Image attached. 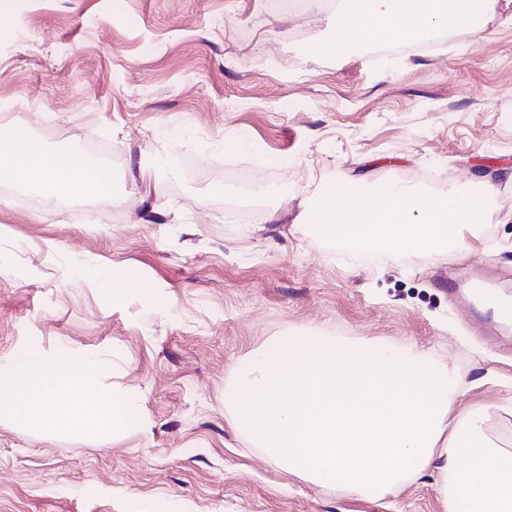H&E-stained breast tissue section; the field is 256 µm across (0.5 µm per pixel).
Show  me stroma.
Here are the masks:
<instances>
[{"label": "stroma", "mask_w": 512, "mask_h": 512, "mask_svg": "<svg viewBox=\"0 0 512 512\" xmlns=\"http://www.w3.org/2000/svg\"><path fill=\"white\" fill-rule=\"evenodd\" d=\"M313 0H0V134L108 170L105 200L45 204L0 171V363L99 351L142 394L109 441L0 423V512H440L430 476L350 498L269 460L224 388L290 333L412 343L455 373L460 406L512 400V326L476 308L512 296V222L464 259L354 253L296 215L331 184L445 186L512 212V0L440 48L384 39L317 52ZM178 173L157 171L158 159ZM274 182L234 202L225 181ZM133 290L116 297L111 283Z\"/></svg>", "instance_id": "stroma-1"}]
</instances>
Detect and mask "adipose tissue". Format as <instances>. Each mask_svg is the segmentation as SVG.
I'll return each mask as SVG.
<instances>
[{"instance_id":"obj_1","label":"adipose tissue","mask_w":512,"mask_h":512,"mask_svg":"<svg viewBox=\"0 0 512 512\" xmlns=\"http://www.w3.org/2000/svg\"><path fill=\"white\" fill-rule=\"evenodd\" d=\"M489 0H339L327 51L356 37L410 44L457 26ZM7 171L48 203L105 199L106 173L9 137ZM458 380L416 346L279 336L224 390L234 425L280 467L348 496L397 495L437 476L443 512H512V426L484 405L458 407Z\"/></svg>"}]
</instances>
